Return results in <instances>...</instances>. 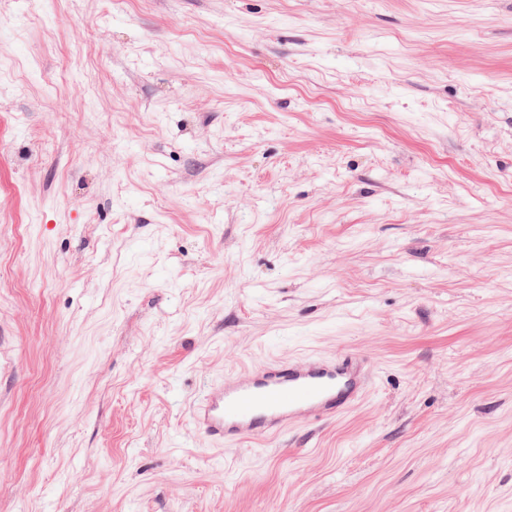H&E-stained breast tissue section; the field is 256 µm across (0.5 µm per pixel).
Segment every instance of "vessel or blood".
Wrapping results in <instances>:
<instances>
[{"instance_id": "1", "label": "vessel or blood", "mask_w": 512, "mask_h": 512, "mask_svg": "<svg viewBox=\"0 0 512 512\" xmlns=\"http://www.w3.org/2000/svg\"><path fill=\"white\" fill-rule=\"evenodd\" d=\"M372 382L367 360L350 352L278 359L208 384L192 422L214 444L262 443L304 421L336 419L367 395Z\"/></svg>"}]
</instances>
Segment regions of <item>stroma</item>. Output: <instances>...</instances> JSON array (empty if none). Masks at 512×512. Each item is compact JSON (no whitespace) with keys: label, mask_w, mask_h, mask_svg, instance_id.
I'll return each instance as SVG.
<instances>
[{"label":"stroma","mask_w":512,"mask_h":512,"mask_svg":"<svg viewBox=\"0 0 512 512\" xmlns=\"http://www.w3.org/2000/svg\"><path fill=\"white\" fill-rule=\"evenodd\" d=\"M0 512H512V0H0ZM373 368L350 352L274 360L211 382L192 409L211 443H264L303 420L332 421L369 392Z\"/></svg>","instance_id":"1"}]
</instances>
